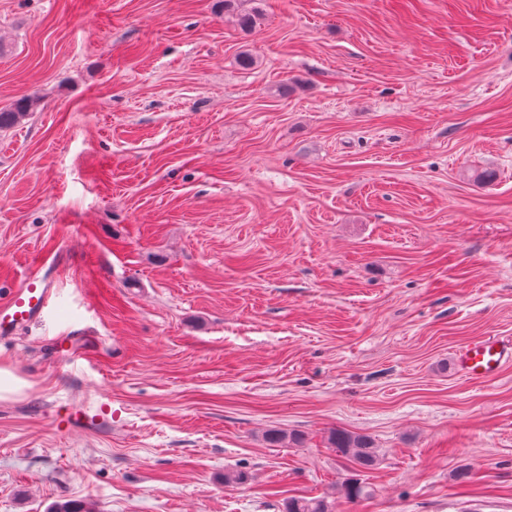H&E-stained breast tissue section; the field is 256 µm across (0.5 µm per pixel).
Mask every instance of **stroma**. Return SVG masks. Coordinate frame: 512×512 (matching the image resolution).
Wrapping results in <instances>:
<instances>
[{
  "mask_svg": "<svg viewBox=\"0 0 512 512\" xmlns=\"http://www.w3.org/2000/svg\"><path fill=\"white\" fill-rule=\"evenodd\" d=\"M24 98L0 299L57 297L0 340V512H512V362L455 365L512 339V0H0ZM55 295L53 284L40 275V269H31L0 303V339L44 318ZM512 357V339L488 336L472 342L459 350L456 355L459 370L475 382H484L497 375L503 363ZM328 440L332 448H336L338 456L359 468L372 469L377 465L379 454L370 435L336 429ZM285 512H332L331 504L323 499L307 496L288 497L284 505Z\"/></svg>",
  "mask_w": 512,
  "mask_h": 512,
  "instance_id": "35a3bbf8",
  "label": "stroma"
}]
</instances>
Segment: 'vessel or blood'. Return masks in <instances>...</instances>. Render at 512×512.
I'll list each match as a JSON object with an SVG mask.
<instances>
[{
    "instance_id": "1",
    "label": "vessel or blood",
    "mask_w": 512,
    "mask_h": 512,
    "mask_svg": "<svg viewBox=\"0 0 512 512\" xmlns=\"http://www.w3.org/2000/svg\"><path fill=\"white\" fill-rule=\"evenodd\" d=\"M54 295L52 283L41 276L39 269H31L8 298L0 301V339L44 318ZM511 356L512 339L489 336L464 346L456 360L467 379L484 382L497 375Z\"/></svg>"
}]
</instances>
